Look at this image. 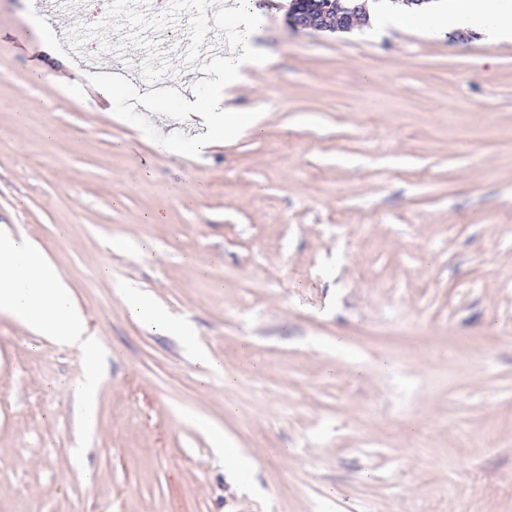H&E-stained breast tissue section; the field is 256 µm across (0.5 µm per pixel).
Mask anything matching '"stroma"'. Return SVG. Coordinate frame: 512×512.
Masks as SVG:
<instances>
[{
  "mask_svg": "<svg viewBox=\"0 0 512 512\" xmlns=\"http://www.w3.org/2000/svg\"><path fill=\"white\" fill-rule=\"evenodd\" d=\"M38 3L0 0V228L104 363L85 430L80 354L0 313V512H512V44L249 0L263 64L224 105L262 132L186 156L103 108ZM318 0H293L289 11V22L296 28H325L329 17L325 9L318 6ZM125 301L131 313L144 321L155 322L163 319L165 326L183 341L203 371L215 368L214 359L197 344L193 330L187 323L163 317L149 298L133 288L125 290ZM202 424L210 428L214 448H219L224 452V459L228 460L236 469L242 471L245 468L244 460L240 454L239 448H236L231 439L224 434L223 428L210 425L206 420Z\"/></svg>",
  "mask_w": 512,
  "mask_h": 512,
  "instance_id": "obj_1",
  "label": "stroma"
}]
</instances>
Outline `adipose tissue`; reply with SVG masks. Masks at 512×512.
Instances as JSON below:
<instances>
[{"instance_id":"1","label":"adipose tissue","mask_w":512,"mask_h":512,"mask_svg":"<svg viewBox=\"0 0 512 512\" xmlns=\"http://www.w3.org/2000/svg\"><path fill=\"white\" fill-rule=\"evenodd\" d=\"M412 21L431 33L462 29L477 31L496 43L512 42V0H427L422 7L408 8L395 0H383L369 16L370 30ZM252 25L242 24L231 37L234 51L224 65L225 85L244 78L255 56ZM132 314L147 322L163 321L193 354L202 370L214 369L210 353L200 347L191 327L182 321L162 318L149 298L135 289L125 291ZM0 311L23 322L35 333L78 350L85 364L76 386L80 419L93 428L97 419L98 374L101 350L90 334L86 316L77 305L60 269L29 239L0 231Z\"/></svg>"}]
</instances>
